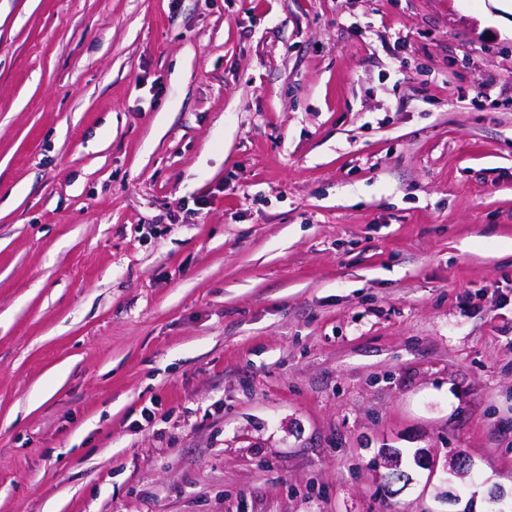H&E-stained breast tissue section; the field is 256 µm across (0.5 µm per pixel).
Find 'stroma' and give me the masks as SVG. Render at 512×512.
<instances>
[{
    "instance_id": "1",
    "label": "stroma",
    "mask_w": 512,
    "mask_h": 512,
    "mask_svg": "<svg viewBox=\"0 0 512 512\" xmlns=\"http://www.w3.org/2000/svg\"><path fill=\"white\" fill-rule=\"evenodd\" d=\"M499 3L0 0V512H512Z\"/></svg>"
}]
</instances>
